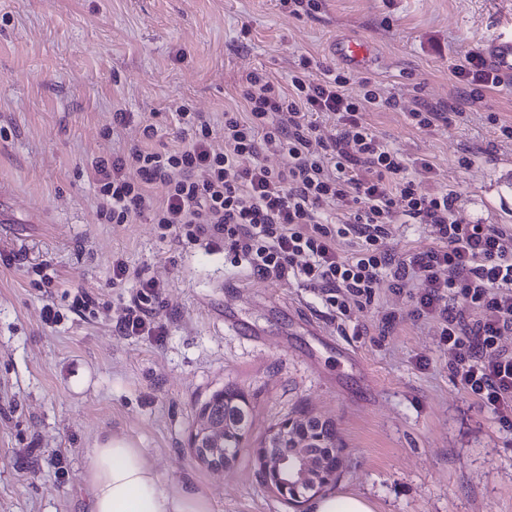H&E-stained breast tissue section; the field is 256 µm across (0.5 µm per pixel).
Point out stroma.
<instances>
[{
	"mask_svg": "<svg viewBox=\"0 0 512 512\" xmlns=\"http://www.w3.org/2000/svg\"><path fill=\"white\" fill-rule=\"evenodd\" d=\"M512 32V0H319L292 15L281 0H0V512H87L90 450L112 433L135 440L164 481H187L214 512H309L270 489L256 450L281 421L333 422L342 448L331 494L374 512H512V433L461 389L433 324L413 320L387 287L338 319L321 293L234 267L223 250L160 238L139 218L107 224L93 161L143 140L175 143L185 106L224 123L244 110L240 81L280 83L301 57L336 66L337 38L367 40L369 66L393 107L367 112L406 162L428 159L457 196L463 224L512 225V83L463 106L451 71L487 35ZM448 109L420 130L419 101ZM465 117H458V108ZM127 113L117 123L115 112ZM163 286L162 336H128L116 319L135 280L112 282V258ZM96 297L77 315L78 291ZM53 301L62 318L45 325ZM399 323L381 332L378 306ZM234 318L237 329L226 328ZM231 385L252 424L222 473L190 449L198 406Z\"/></svg>",
	"mask_w": 512,
	"mask_h": 512,
	"instance_id": "1",
	"label": "stroma"
}]
</instances>
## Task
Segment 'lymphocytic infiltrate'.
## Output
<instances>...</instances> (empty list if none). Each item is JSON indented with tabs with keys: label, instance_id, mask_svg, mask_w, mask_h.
<instances>
[{
	"label": "lymphocytic infiltrate",
	"instance_id": "obj_1",
	"mask_svg": "<svg viewBox=\"0 0 512 512\" xmlns=\"http://www.w3.org/2000/svg\"><path fill=\"white\" fill-rule=\"evenodd\" d=\"M453 73L472 103L503 83L477 52ZM348 81L305 57L284 85L248 73L246 109L225 111L222 129L181 108L176 145L156 149L148 145L156 130L145 125L144 144L94 162L100 215L110 224L145 218L177 241L223 247L255 275L320 290L342 317L372 305L380 285L408 295L413 320L436 326L464 392L512 431V350L500 343L512 333V225L460 223L456 193L437 184L434 165L421 161L429 181L417 182L367 121L385 104L378 85L366 82L352 99L343 92ZM322 115L333 118V133L322 130ZM270 152L287 156V165H266ZM397 224H429L437 236L426 251L398 256L388 246ZM131 276L138 289L117 329L163 335L160 282L113 260V281Z\"/></svg>",
	"mask_w": 512,
	"mask_h": 512
}]
</instances>
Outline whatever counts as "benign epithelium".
<instances>
[{"label":"benign epithelium","mask_w":512,"mask_h":512,"mask_svg":"<svg viewBox=\"0 0 512 512\" xmlns=\"http://www.w3.org/2000/svg\"><path fill=\"white\" fill-rule=\"evenodd\" d=\"M293 421L286 420L271 430L269 437L276 445L265 443L257 449L256 455L265 483L274 491L286 492L290 487L303 488L309 495L321 493L327 483L333 479L329 475L330 467L318 466V451L303 444L288 447V430ZM192 454L212 463V470L221 471L231 461L229 456H220L218 448L192 449Z\"/></svg>","instance_id":"7a95c632"}]
</instances>
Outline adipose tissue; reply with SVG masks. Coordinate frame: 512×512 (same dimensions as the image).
Masks as SVG:
<instances>
[{"label": "adipose tissue", "mask_w": 512, "mask_h": 512, "mask_svg": "<svg viewBox=\"0 0 512 512\" xmlns=\"http://www.w3.org/2000/svg\"><path fill=\"white\" fill-rule=\"evenodd\" d=\"M85 483L89 512H213L204 492L164 485L154 464L124 435H110L93 448Z\"/></svg>", "instance_id": "ef3b65f1"}]
</instances>
